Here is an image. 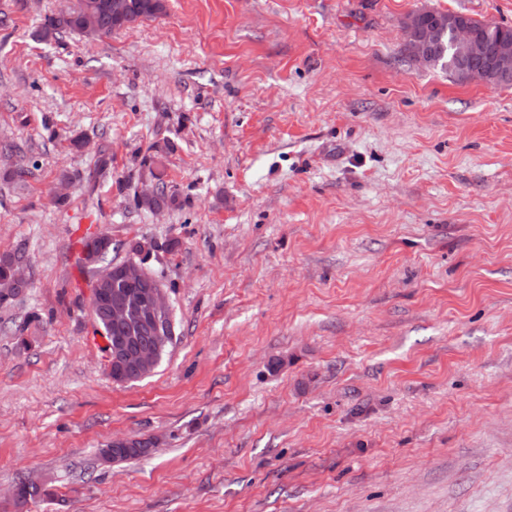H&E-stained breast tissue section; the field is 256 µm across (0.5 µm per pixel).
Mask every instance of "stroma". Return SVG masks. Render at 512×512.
<instances>
[{"label":"stroma","instance_id":"obj_1","mask_svg":"<svg viewBox=\"0 0 512 512\" xmlns=\"http://www.w3.org/2000/svg\"><path fill=\"white\" fill-rule=\"evenodd\" d=\"M71 3L0 0V255L30 282L0 304V512L22 475L29 512H512V86L402 31L512 26V0H165L40 40ZM98 234L143 245L172 309L131 384L90 311ZM117 437L157 448L102 463ZM73 7L47 16L39 35L42 40L59 39L64 34L77 33L85 36L110 35L115 29L132 25L138 21L155 18L164 13V0H121L125 2L122 14H115L103 5L110 0H77ZM93 10L97 14V28L87 30L84 13ZM155 179L159 181V184L161 186L158 187V194L156 197L155 194L157 192V188L153 187L150 190L143 191L139 197L141 199H151L146 202H141L137 199V205L139 207L148 209V210H154L155 208H162L169 206L170 204H173L176 200L175 195L168 194L166 191V186L164 185V182L159 176H154ZM153 198V199H152Z\"/></svg>","mask_w":512,"mask_h":512}]
</instances>
